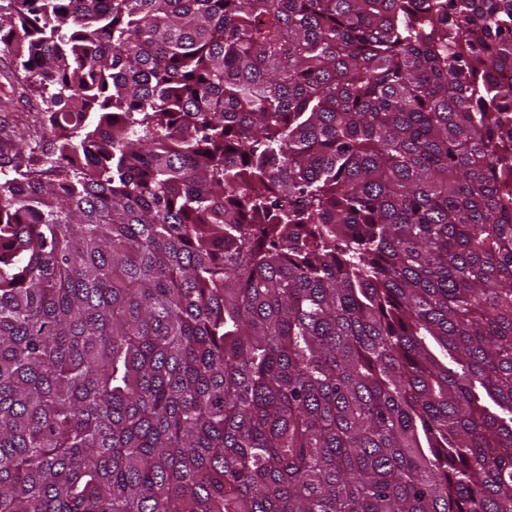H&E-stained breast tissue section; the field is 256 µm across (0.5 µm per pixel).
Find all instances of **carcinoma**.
I'll list each match as a JSON object with an SVG mask.
<instances>
[{"instance_id": "cac0c4a2", "label": "carcinoma", "mask_w": 512, "mask_h": 512, "mask_svg": "<svg viewBox=\"0 0 512 512\" xmlns=\"http://www.w3.org/2000/svg\"><path fill=\"white\" fill-rule=\"evenodd\" d=\"M0 512H512V0H0ZM4 63L5 59L3 57L0 58V99L4 100V97L11 99L8 101L7 107H0V126H23L30 124L34 119L35 112L33 111L36 107V102L25 98L19 93L16 86L14 93H10V85L5 81Z\"/></svg>"}]
</instances>
